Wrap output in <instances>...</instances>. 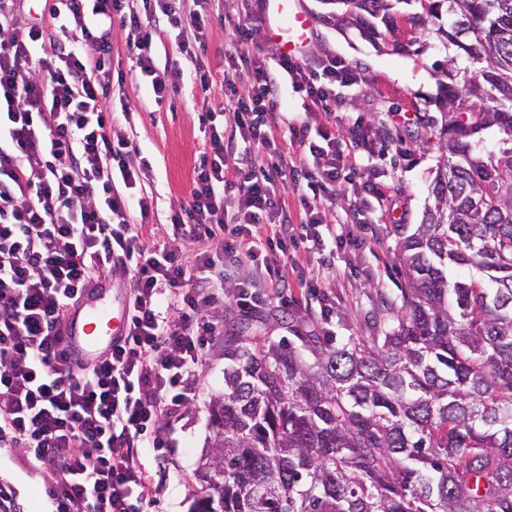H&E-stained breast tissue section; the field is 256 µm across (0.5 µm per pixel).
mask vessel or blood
I'll use <instances>...</instances> for the list:
<instances>
[{
    "label": "vessel or blood",
    "instance_id": "b4317fda",
    "mask_svg": "<svg viewBox=\"0 0 512 512\" xmlns=\"http://www.w3.org/2000/svg\"><path fill=\"white\" fill-rule=\"evenodd\" d=\"M263 23L268 37L276 42L280 54L289 59L306 56L314 27V17L300 5V0H264ZM126 314L111 311L103 294L83 300L69 319L65 335L68 352L81 365L88 366L112 349L125 336Z\"/></svg>",
    "mask_w": 512,
    "mask_h": 512
}]
</instances>
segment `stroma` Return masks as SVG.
<instances>
[{"instance_id":"1","label":"stroma","mask_w":512,"mask_h":512,"mask_svg":"<svg viewBox=\"0 0 512 512\" xmlns=\"http://www.w3.org/2000/svg\"><path fill=\"white\" fill-rule=\"evenodd\" d=\"M223 2L219 14L212 18L204 51L216 81L206 98L190 81L183 80L170 90L163 104H155L128 55L127 29L117 23L112 26V66L123 70L125 79L112 82L106 104H128L131 115L121 128L151 161L142 189L156 200L155 217L144 230L154 242L167 241L169 215L187 200L192 167L204 145L202 114L210 108L218 111L229 106L220 83L228 68L226 53L231 49L241 5L239 0ZM446 56V51L437 47L419 54L378 49L355 30L316 23L311 50L303 61L311 65L321 58L336 57L350 64L355 82L336 89V125L343 129L348 121L362 119L369 127L376 153L372 164L361 168L342 188L349 193L364 181L379 183L395 209L384 215L360 250L338 255V264L353 270L344 279H326L316 255L302 248L295 251L294 260L307 277L325 280L334 307L331 321H322L318 303L298 288L291 291L295 306L287 309L271 304L247 316L228 303L216 312L224 333L205 356L198 403L174 413L171 427L162 430L170 448L161 454L150 448L143 451L156 489L157 512H190L200 492L197 472L212 435L210 403L224 391V345L228 338L246 329L276 344L289 342L293 333L288 323L299 315L304 316L307 331L324 330L338 337L365 333L378 313L380 296L395 295L401 287L394 227L419 223L428 201L427 186L435 174L438 153L420 146L416 137L428 120L439 116L435 105L438 76L433 64ZM57 481L55 471L21 449L0 447V491L12 499L18 512H55L51 490Z\"/></svg>"}]
</instances>
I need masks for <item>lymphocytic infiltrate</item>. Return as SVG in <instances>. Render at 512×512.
<instances>
[{"label": "lymphocytic infiltrate", "instance_id": "1", "mask_svg": "<svg viewBox=\"0 0 512 512\" xmlns=\"http://www.w3.org/2000/svg\"><path fill=\"white\" fill-rule=\"evenodd\" d=\"M23 0H0V443L11 442L60 471L58 512H147L152 476L142 462L171 412L193 406L204 355L225 303L252 314L288 307V260L306 244L328 270L383 218V193L369 186L357 227L328 221L327 202L346 174L360 169L354 144L335 125L288 124L296 153H285L267 124L277 81L259 56L263 0H243L234 29L236 71L247 90L225 79L234 130L203 113L206 149L193 169L186 203L170 216L171 234L155 244L142 232L154 200L127 196L147 177L141 150L105 110L112 81V24L132 38L128 52L155 102L184 77L208 93L213 78L196 47L205 45L213 0H56L53 29L27 23ZM175 54L156 62L158 29ZM309 111H329L337 84L352 81L343 60L318 67L280 59ZM291 186L305 206L295 223L280 200ZM269 232L260 235L258 224ZM209 249L189 253L194 242ZM131 275L126 336L97 364L73 363L64 319L87 289Z\"/></svg>", "mask_w": 512, "mask_h": 512}]
</instances>
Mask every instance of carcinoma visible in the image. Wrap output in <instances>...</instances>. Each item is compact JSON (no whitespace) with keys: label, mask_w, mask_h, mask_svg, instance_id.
<instances>
[{"label":"carcinoma","mask_w":512,"mask_h":512,"mask_svg":"<svg viewBox=\"0 0 512 512\" xmlns=\"http://www.w3.org/2000/svg\"><path fill=\"white\" fill-rule=\"evenodd\" d=\"M323 3L377 47L437 21L461 50L439 64L430 203L397 225L403 287L369 335L224 346L193 512H512V0Z\"/></svg>","instance_id":"cac0c4a2"}]
</instances>
